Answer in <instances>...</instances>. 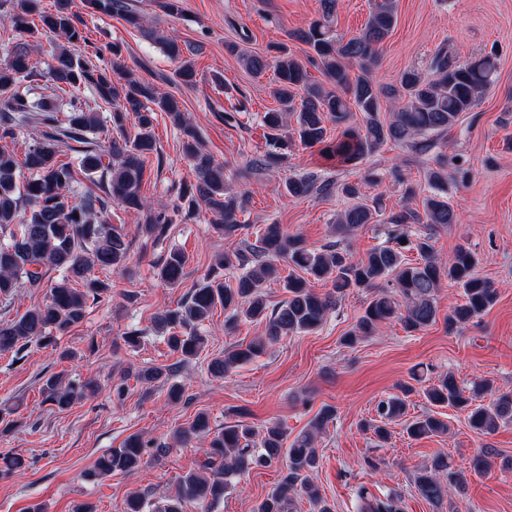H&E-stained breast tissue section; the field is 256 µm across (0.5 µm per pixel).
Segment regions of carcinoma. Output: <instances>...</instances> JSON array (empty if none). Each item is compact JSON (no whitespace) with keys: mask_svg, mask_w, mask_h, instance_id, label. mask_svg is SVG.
Segmentation results:
<instances>
[{"mask_svg":"<svg viewBox=\"0 0 512 512\" xmlns=\"http://www.w3.org/2000/svg\"><path fill=\"white\" fill-rule=\"evenodd\" d=\"M41 0H9V19L22 34H52L64 40L53 54L47 76L55 97L67 96L61 109L46 97L34 100L29 86L41 73L30 62L31 47L17 42L0 63V301L10 299L20 288H47L45 300L22 316L0 323V353L17 352L28 344H55L54 333L63 334L82 323L88 303L109 295L112 283L92 275L95 268L116 275H128L131 241L121 224L109 223V207L116 204L124 213L141 221L140 236L155 241L165 237L169 225L203 216L224 235L249 228L251 192L233 188L232 181L255 173L273 172L288 166L297 148L320 147L322 156L336 161V170L347 175L340 183L310 171L288 177L282 193L292 199L317 195L327 197L337 189L354 204L341 211L333 233L340 240L319 249L309 247L299 235H291L273 220L257 232L255 241L243 251L226 253L197 281L190 295L176 308L153 316L154 328L165 335L170 351L179 355L178 365L197 358L208 345L200 332L217 306L224 308L225 323L241 319L265 323V335L248 343L231 344L210 360L208 373L216 380L264 354L287 336L319 330L339 297L350 290H370L371 300L342 344L353 348L391 322L408 333L421 331L437 321L438 292L443 281L463 291V303L448 312L446 325L453 332L480 317L492 306L497 291L494 284L477 272L475 252L459 246L447 261L436 258L432 236L415 239L404 233L410 224H427L434 231L458 221L448 201V170L464 182L468 169L453 156L440 154L435 165L424 171L427 194L421 206L412 207L414 186L406 183L402 170L394 166L388 173L403 187L404 204L386 211L379 197H364L361 185L378 180L367 172L352 181L357 166L382 146L391 143L402 150L426 154L436 141L472 111L493 84L497 72L495 52L461 61L439 48L427 69L410 67L402 72L399 85L383 86L373 76L380 44L397 24L396 0H372L364 28L350 37L337 32L335 20L340 0H320L319 15L304 28L290 32L289 38L308 47L306 60L295 56L285 45H271L274 56L248 54L235 45L244 68L256 75L274 69L272 96L278 108L260 119L265 130V151L246 167L230 171L206 149L198 129L182 110L181 101L162 92L141 77L123 58L120 44H104L87 57L71 51L87 43L85 24L72 10V0H55L54 9L44 10ZM88 8L103 14L116 12L131 26L158 40L166 56L176 64V81L196 85L193 63L187 58L189 45L160 36L146 19L123 5V0H85ZM318 69L326 83L310 81L308 68ZM88 89L92 102L80 100L72 92ZM385 99L399 102L396 111L382 115ZM109 107V114L99 112ZM164 113L179 133L184 157L194 173V181L171 184L173 202L154 204L143 193L148 160L159 155L154 135L157 113ZM362 115L353 122V113ZM133 124L134 136L127 134ZM336 127L330 139L329 126ZM28 126L42 128L40 138L25 143L23 157L9 145L16 144L20 131ZM104 134V138L95 134ZM73 153L60 159L63 148ZM96 185L103 195L87 191L75 194L80 178ZM390 226V239L356 257L345 240L365 224ZM419 259L412 261L407 253ZM288 263V275L281 276L280 262ZM187 257L172 248L156 266L157 279L167 287L182 284ZM239 267L233 287L224 285L223 271ZM59 271L61 279L49 273ZM331 282V290L321 295L309 288L307 278ZM270 281H279L288 293L281 304L271 307L261 291ZM173 368L142 367L134 378L148 389L167 382ZM93 390L88 382L79 387L53 374L43 380L45 401L59 411L68 410L84 392ZM412 388L378 402L376 418L369 424L377 439L388 438L387 426L406 414ZM489 401H484L485 395ZM432 406H449L467 412L472 429L480 435L494 433L512 423V393H495L489 380L475 382L467 390L448 372L425 390ZM335 409L324 407L309 428L293 440L277 422L256 430L237 421L213 429L209 415L197 413L193 420L177 426L174 439L186 444L209 439L205 460L198 472H189L178 482L176 494L154 504V512H184L188 503L199 512H211L224 499L232 479L256 467L281 466L277 487L256 507V512H291L294 496L301 492L316 512H333L313 481L320 459L315 441L334 419ZM412 438L448 434V423L433 411L414 417L407 424ZM150 441L138 433L129 435L123 447L102 454L85 477L89 480L115 471L132 472L143 462ZM412 483L428 502L441 505L453 493L466 491L462 472L444 451L431 464L416 470ZM360 512H401L400 498L389 493L376 497L366 487L357 490Z\"/></svg>","mask_w":512,"mask_h":512,"instance_id":"1","label":"carcinoma"}]
</instances>
